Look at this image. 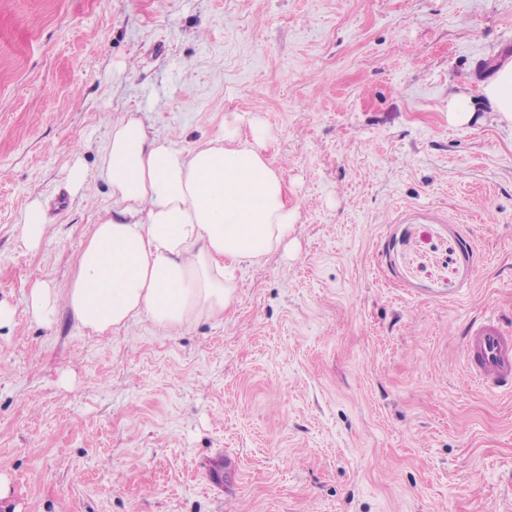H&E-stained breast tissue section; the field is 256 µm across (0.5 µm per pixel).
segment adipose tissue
Masks as SVG:
<instances>
[{
	"mask_svg": "<svg viewBox=\"0 0 512 512\" xmlns=\"http://www.w3.org/2000/svg\"><path fill=\"white\" fill-rule=\"evenodd\" d=\"M268 137L236 112L225 113L221 137L188 151L173 135H149L136 117L114 123L101 160L112 207L67 288L31 286L30 317L46 324L65 306L100 335L144 317L175 335L200 316L223 315L241 266L277 251L297 223L285 174L263 153Z\"/></svg>",
	"mask_w": 512,
	"mask_h": 512,
	"instance_id": "ef3b65f1",
	"label": "adipose tissue"
}]
</instances>
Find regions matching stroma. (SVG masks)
Listing matches in <instances>:
<instances>
[{
    "label": "stroma",
    "instance_id": "stroma-1",
    "mask_svg": "<svg viewBox=\"0 0 512 512\" xmlns=\"http://www.w3.org/2000/svg\"><path fill=\"white\" fill-rule=\"evenodd\" d=\"M508 60L512 0H0V504L512 512V394L462 360L471 321L512 325V122L481 92ZM130 112L186 150L258 117L296 231L179 335L38 323L28 290L67 287ZM47 220L41 203L32 201L20 225V239L27 249H39L46 238Z\"/></svg>",
    "mask_w": 512,
    "mask_h": 512
}]
</instances>
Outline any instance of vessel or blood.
<instances>
[{"instance_id": "1", "label": "vessel or blood", "mask_w": 512, "mask_h": 512, "mask_svg": "<svg viewBox=\"0 0 512 512\" xmlns=\"http://www.w3.org/2000/svg\"><path fill=\"white\" fill-rule=\"evenodd\" d=\"M470 380L491 394L512 391V334L494 318L473 323L465 337Z\"/></svg>"}]
</instances>
